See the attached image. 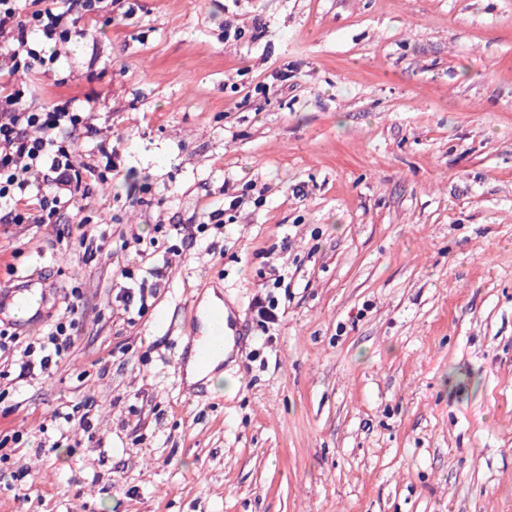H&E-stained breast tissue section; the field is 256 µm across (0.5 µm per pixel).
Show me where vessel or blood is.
<instances>
[{"mask_svg": "<svg viewBox=\"0 0 512 512\" xmlns=\"http://www.w3.org/2000/svg\"><path fill=\"white\" fill-rule=\"evenodd\" d=\"M34 283L26 279L13 286L0 288V320L18 322L20 316L34 314L42 317L43 309L33 308L30 291ZM188 344L182 352L180 363L194 362L199 369H206L214 360L224 357L227 350L238 349L242 343L235 319L223 310L192 308L186 329Z\"/></svg>", "mask_w": 512, "mask_h": 512, "instance_id": "vessel-or-blood-1", "label": "vessel or blood"}]
</instances>
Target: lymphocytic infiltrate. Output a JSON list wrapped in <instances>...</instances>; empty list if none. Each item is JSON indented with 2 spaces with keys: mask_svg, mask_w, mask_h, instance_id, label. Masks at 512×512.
Segmentation results:
<instances>
[{
  "mask_svg": "<svg viewBox=\"0 0 512 512\" xmlns=\"http://www.w3.org/2000/svg\"><path fill=\"white\" fill-rule=\"evenodd\" d=\"M125 0H0V222L44 224L61 209H83L92 187L106 184L102 162L111 143L88 123L93 99L36 104L39 79L49 77L81 22L122 10ZM89 143L78 160L74 135ZM80 288L61 297L47 326L56 356L71 349Z\"/></svg>",
  "mask_w": 512,
  "mask_h": 512,
  "instance_id": "1",
  "label": "lymphocytic infiltrate"
}]
</instances>
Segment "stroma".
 <instances>
[{"mask_svg":"<svg viewBox=\"0 0 512 512\" xmlns=\"http://www.w3.org/2000/svg\"><path fill=\"white\" fill-rule=\"evenodd\" d=\"M53 77L116 169L0 223V285L85 302L51 373L0 358V512H512V0H138ZM209 286L249 336L193 396Z\"/></svg>","mask_w":512,"mask_h":512,"instance_id":"35a3bbf8","label":"stroma"}]
</instances>
